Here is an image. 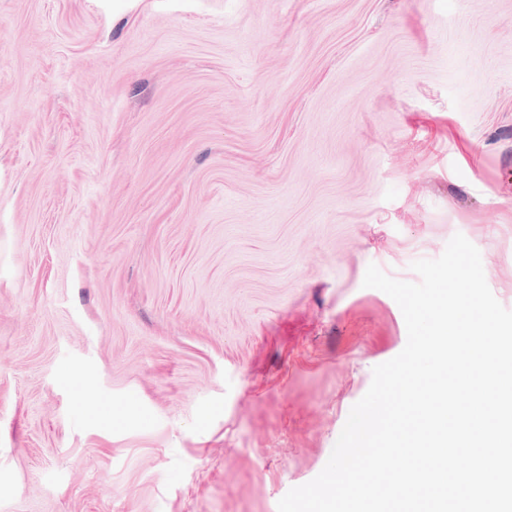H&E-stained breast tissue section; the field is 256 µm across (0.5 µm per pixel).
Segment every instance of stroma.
<instances>
[{"label":"stroma","mask_w":512,"mask_h":512,"mask_svg":"<svg viewBox=\"0 0 512 512\" xmlns=\"http://www.w3.org/2000/svg\"><path fill=\"white\" fill-rule=\"evenodd\" d=\"M458 233L512 310V0H0V512H277Z\"/></svg>","instance_id":"obj_1"}]
</instances>
